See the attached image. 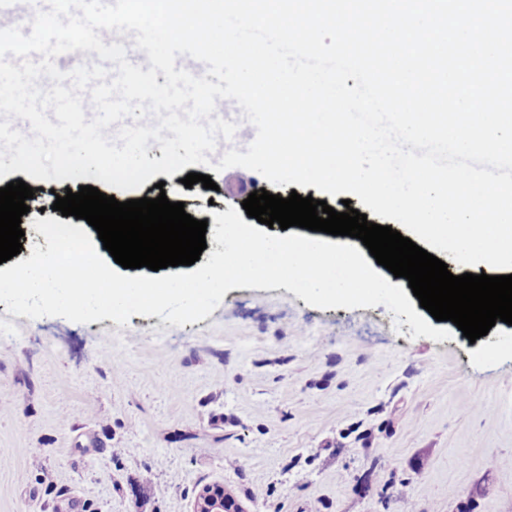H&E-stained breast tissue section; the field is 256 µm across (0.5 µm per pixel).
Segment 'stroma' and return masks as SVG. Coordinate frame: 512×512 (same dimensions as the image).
I'll return each instance as SVG.
<instances>
[{"mask_svg":"<svg viewBox=\"0 0 512 512\" xmlns=\"http://www.w3.org/2000/svg\"><path fill=\"white\" fill-rule=\"evenodd\" d=\"M165 191L198 220L241 207L257 172ZM32 223L75 181L30 180ZM385 306L320 309L286 288L228 290L182 327L29 319L0 302V512H192L221 484L248 512H512V326L416 338ZM111 357H103L104 348Z\"/></svg>","mask_w":512,"mask_h":512,"instance_id":"1","label":"stroma"}]
</instances>
